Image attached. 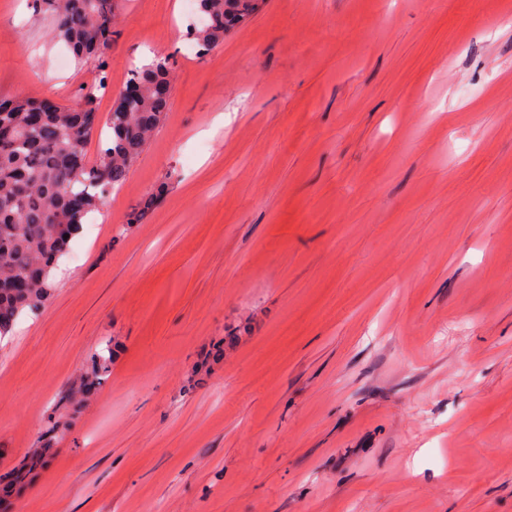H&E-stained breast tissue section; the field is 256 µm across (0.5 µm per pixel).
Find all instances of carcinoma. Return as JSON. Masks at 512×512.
I'll list each match as a JSON object with an SVG mask.
<instances>
[{
    "mask_svg": "<svg viewBox=\"0 0 512 512\" xmlns=\"http://www.w3.org/2000/svg\"><path fill=\"white\" fill-rule=\"evenodd\" d=\"M51 18L50 37L65 44L76 62L103 57L112 47L115 0H34ZM200 24L189 35L202 51L224 41V32L254 10L253 0H196ZM170 57L157 55L132 71L107 121V142L95 161L85 147L96 132L95 115L104 80L82 88L75 111L19 95L0 102V338L27 313L40 310L54 288V270L85 218L103 209L109 191L126 179L133 162L166 112ZM44 113L41 126L28 125V112ZM69 238H64V235ZM111 357H100L74 381L65 402L79 404L110 372ZM46 459L32 450L26 466L10 481Z\"/></svg>",
    "mask_w": 512,
    "mask_h": 512,
    "instance_id": "cac0c4a2",
    "label": "carcinoma"
}]
</instances>
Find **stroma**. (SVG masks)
<instances>
[{
    "instance_id": "1",
    "label": "stroma",
    "mask_w": 512,
    "mask_h": 512,
    "mask_svg": "<svg viewBox=\"0 0 512 512\" xmlns=\"http://www.w3.org/2000/svg\"><path fill=\"white\" fill-rule=\"evenodd\" d=\"M256 3L202 52L183 0H120L104 61L63 67L49 15L0 0V98L102 78L103 121L173 60L0 339V473L70 417L7 512H512V0ZM111 367L112 358L110 356H102L96 360L88 372L71 384L69 392L65 396V402L70 404L81 403L92 392L97 390L101 384L102 376L110 372Z\"/></svg>"
}]
</instances>
